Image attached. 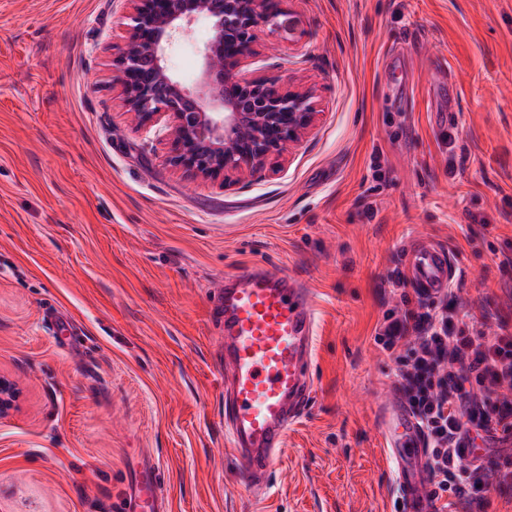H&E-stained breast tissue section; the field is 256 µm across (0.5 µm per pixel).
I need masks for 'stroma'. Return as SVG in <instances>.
Masks as SVG:
<instances>
[{"instance_id":"obj_1","label":"stroma","mask_w":512,"mask_h":512,"mask_svg":"<svg viewBox=\"0 0 512 512\" xmlns=\"http://www.w3.org/2000/svg\"><path fill=\"white\" fill-rule=\"evenodd\" d=\"M246 77L314 87L319 113L227 184L163 162L165 122L122 106L126 0H0V512H113L159 464L168 512H399L376 416L398 394L374 341L416 239L449 246L456 320L512 329V0H283ZM212 35L167 54L196 88ZM448 84H435L436 72ZM454 131V144L444 142ZM266 264L315 289L313 394L265 495L224 430L210 289Z\"/></svg>"}]
</instances>
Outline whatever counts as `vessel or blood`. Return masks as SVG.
<instances>
[{
    "label": "vessel or blood",
    "mask_w": 512,
    "mask_h": 512,
    "mask_svg": "<svg viewBox=\"0 0 512 512\" xmlns=\"http://www.w3.org/2000/svg\"><path fill=\"white\" fill-rule=\"evenodd\" d=\"M404 267L414 287L433 296L447 291L456 272L448 249L427 238L407 248ZM211 294L224 334L228 444L245 484L259 494L312 393L317 297L299 276L264 265L226 273ZM378 426L397 474L400 512H438L412 409L393 397ZM163 485L159 467L142 464L114 512H167Z\"/></svg>",
    "instance_id": "1"
}]
</instances>
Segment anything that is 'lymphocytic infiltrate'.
<instances>
[{
    "label": "lymphocytic infiltrate",
    "mask_w": 512,
    "mask_h": 512,
    "mask_svg": "<svg viewBox=\"0 0 512 512\" xmlns=\"http://www.w3.org/2000/svg\"><path fill=\"white\" fill-rule=\"evenodd\" d=\"M392 282L402 292V306L385 316L375 340L401 353V393L424 429L439 512H459L491 484L512 485V459L490 470L464 456L491 429L512 436V398L501 392L512 387V333L489 335L455 323L444 296L410 298L403 272Z\"/></svg>",
    "instance_id": "lymphocytic-infiltrate-1"
}]
</instances>
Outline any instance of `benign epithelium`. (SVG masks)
<instances>
[{"mask_svg":"<svg viewBox=\"0 0 512 512\" xmlns=\"http://www.w3.org/2000/svg\"><path fill=\"white\" fill-rule=\"evenodd\" d=\"M132 25L112 59L115 84L141 127L165 117L171 128L163 162L204 181L227 182L262 171L312 126L316 94L279 77L248 79L239 72L253 30L268 24L295 37L297 16L276 0H126ZM212 24L199 76L201 93L188 91L169 71L166 51L198 20ZM17 391L0 377V419L13 411Z\"/></svg>","mask_w":512,"mask_h":512,"instance_id":"1","label":"benign epithelium"}]
</instances>
